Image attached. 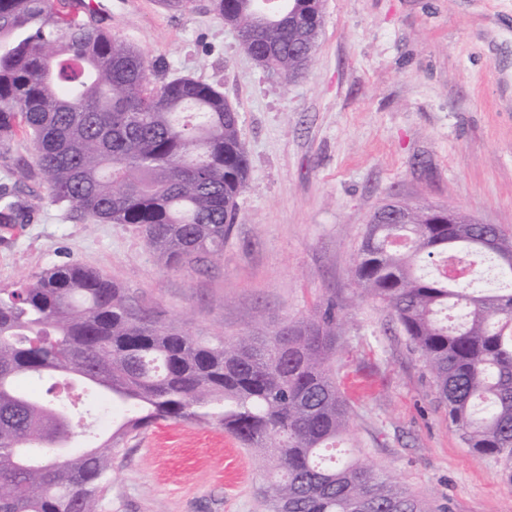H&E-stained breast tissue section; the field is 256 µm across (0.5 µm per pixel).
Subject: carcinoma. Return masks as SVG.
I'll use <instances>...</instances> for the list:
<instances>
[{"instance_id":"1","label":"carcinoma","mask_w":512,"mask_h":512,"mask_svg":"<svg viewBox=\"0 0 512 512\" xmlns=\"http://www.w3.org/2000/svg\"><path fill=\"white\" fill-rule=\"evenodd\" d=\"M254 0H213L244 50L286 78L303 71L322 12L260 16ZM136 47L53 0H0V143L32 146L52 202L94 224H129L157 261H224L249 160L237 111L191 77L152 82ZM369 224L352 266L360 296L389 307L433 377L448 424L478 457L512 460V287L474 288L430 272L436 260H489L512 283V234L497 224ZM336 304L261 336H194L130 302L76 262L0 288V512H99L114 450L160 420L216 424L278 477L267 512H431L360 455H325L352 405L333 368ZM56 375L82 382L79 402L25 391ZM105 441L51 452L112 406Z\"/></svg>"}]
</instances>
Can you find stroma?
Listing matches in <instances>:
<instances>
[{
    "label": "stroma",
    "instance_id": "1",
    "mask_svg": "<svg viewBox=\"0 0 512 512\" xmlns=\"http://www.w3.org/2000/svg\"><path fill=\"white\" fill-rule=\"evenodd\" d=\"M304 74L248 55L211 0L166 11L112 0V33L158 66L218 87L239 114L250 187L224 261L168 269L128 224L52 202L23 138L0 144V287L54 264L94 267L139 307L196 336L261 334L341 305L333 365L361 453L433 512H512V463L478 458L448 425L431 374L391 311L348 270L373 213L400 198L460 210L512 234V0H323ZM270 464L216 425L162 421L124 440L100 512H265Z\"/></svg>",
    "mask_w": 512,
    "mask_h": 512
}]
</instances>
